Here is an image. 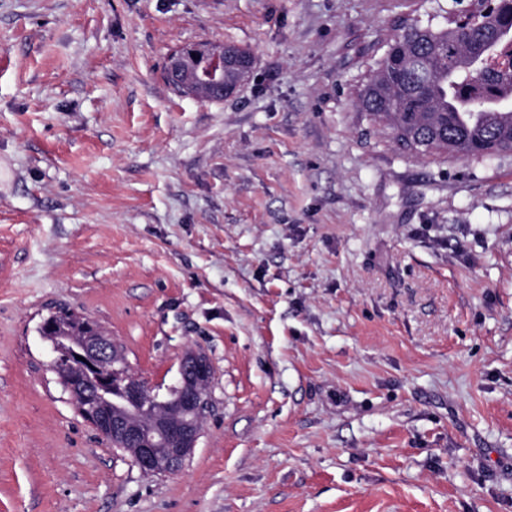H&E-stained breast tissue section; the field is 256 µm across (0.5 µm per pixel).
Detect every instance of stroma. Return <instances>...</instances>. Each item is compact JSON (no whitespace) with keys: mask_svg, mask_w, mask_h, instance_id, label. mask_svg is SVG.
Instances as JSON below:
<instances>
[{"mask_svg":"<svg viewBox=\"0 0 512 512\" xmlns=\"http://www.w3.org/2000/svg\"><path fill=\"white\" fill-rule=\"evenodd\" d=\"M432 0H0V512H512V152L417 157L358 105ZM254 61L220 102L175 50ZM152 384L213 366L181 473L75 410L37 328Z\"/></svg>","mask_w":512,"mask_h":512,"instance_id":"obj_1","label":"stroma"}]
</instances>
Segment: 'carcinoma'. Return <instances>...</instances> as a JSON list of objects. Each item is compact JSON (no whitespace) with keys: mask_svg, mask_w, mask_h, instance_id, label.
I'll return each instance as SVG.
<instances>
[{"mask_svg":"<svg viewBox=\"0 0 512 512\" xmlns=\"http://www.w3.org/2000/svg\"><path fill=\"white\" fill-rule=\"evenodd\" d=\"M486 19L485 31L460 36L443 26L415 22L399 36L403 57L383 56L359 94L361 108L384 120L402 148L399 132L412 135L428 155L450 150L463 156L512 152V0ZM501 68L488 79V59ZM177 92L211 99L191 78Z\"/></svg>","mask_w":512,"mask_h":512,"instance_id":"carcinoma-1","label":"carcinoma"}]
</instances>
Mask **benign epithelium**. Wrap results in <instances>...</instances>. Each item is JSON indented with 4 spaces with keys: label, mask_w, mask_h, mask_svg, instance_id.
I'll list each match as a JSON object with an SVG mask.
<instances>
[{
    "label": "benign epithelium",
    "mask_w": 512,
    "mask_h": 512,
    "mask_svg": "<svg viewBox=\"0 0 512 512\" xmlns=\"http://www.w3.org/2000/svg\"><path fill=\"white\" fill-rule=\"evenodd\" d=\"M481 0L448 10L451 24H476ZM245 63L233 53L190 46L171 55L167 70L179 77L196 71L208 86L225 93L224 71ZM50 366L79 415L129 454L147 474H177L200 436L213 369L208 357L189 351L180 360L175 392L160 397L126 362L120 345L93 320L54 311L40 325Z\"/></svg>",
    "instance_id": "obj_1"
}]
</instances>
